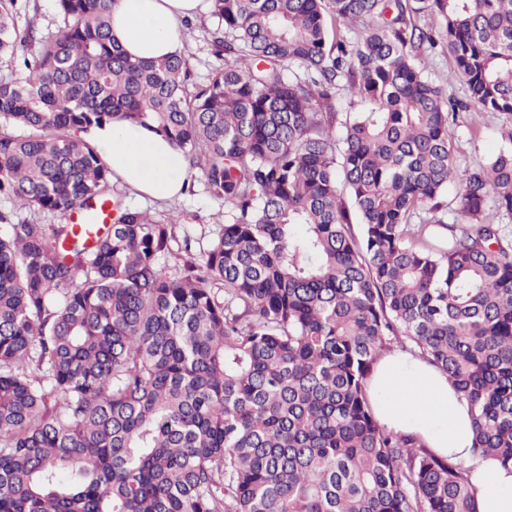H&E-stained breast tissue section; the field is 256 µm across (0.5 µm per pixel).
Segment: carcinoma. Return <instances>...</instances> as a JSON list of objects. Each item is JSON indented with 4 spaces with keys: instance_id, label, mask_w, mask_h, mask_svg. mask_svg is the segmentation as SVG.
Returning <instances> with one entry per match:
<instances>
[{
    "instance_id": "obj_1",
    "label": "carcinoma",
    "mask_w": 512,
    "mask_h": 512,
    "mask_svg": "<svg viewBox=\"0 0 512 512\" xmlns=\"http://www.w3.org/2000/svg\"><path fill=\"white\" fill-rule=\"evenodd\" d=\"M56 3L0 75V196L109 222L88 242L0 211V512H477L469 471L382 425L367 385L418 348L474 454L512 467V125L447 201L450 127L512 116V0H211L222 64L193 87L183 56L112 39L114 0ZM17 14L0 0L12 64ZM437 51L466 99L426 73ZM111 122L224 202L173 274L177 219L128 207L89 137Z\"/></svg>"
}]
</instances>
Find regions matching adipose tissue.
I'll list each match as a JSON object with an SVG mask.
<instances>
[{
	"instance_id": "adipose-tissue-1",
	"label": "adipose tissue",
	"mask_w": 512,
	"mask_h": 512,
	"mask_svg": "<svg viewBox=\"0 0 512 512\" xmlns=\"http://www.w3.org/2000/svg\"><path fill=\"white\" fill-rule=\"evenodd\" d=\"M201 0H115L112 36L134 59L183 54L182 22ZM94 139L117 180L139 193L170 200L186 179L180 151L145 126L107 124ZM370 393L378 419L391 430L420 437L434 453L471 471L477 512H512V469L474 456L472 420L446 376L408 351L377 363Z\"/></svg>"
}]
</instances>
